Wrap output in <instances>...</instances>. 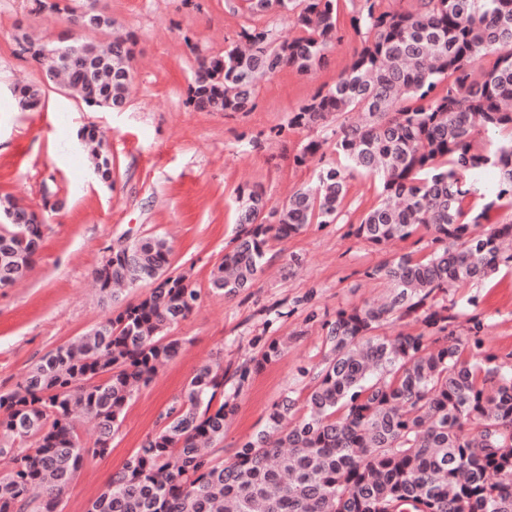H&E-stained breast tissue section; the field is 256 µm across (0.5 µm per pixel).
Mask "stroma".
<instances>
[{"label":"stroma","mask_w":512,"mask_h":512,"mask_svg":"<svg viewBox=\"0 0 512 512\" xmlns=\"http://www.w3.org/2000/svg\"><path fill=\"white\" fill-rule=\"evenodd\" d=\"M117 32L134 33L135 85L124 111L73 98L47 84L29 55L20 53L19 28L55 41L67 26L39 9L36 0H0V194L44 216L50 226L29 275L0 288V392L13 389L48 351L83 335L110 312L98 293L93 269L108 246L161 235L173 245L174 272L188 273L201 298L174 328L179 354L159 369L124 410L112 451L86 457L62 495V512H87L113 471L158 426L194 369L206 361L224 367V399L233 404L216 456L231 458L242 441L262 430L285 392L304 399L306 368L320 362L329 323L342 308L381 296L384 283L368 272L391 253L424 254L429 232L382 250L355 237L357 217L378 198L377 177L353 172L345 210L337 224H309L296 236L274 241L261 277L233 296L212 293L208 279L238 226L237 191L262 187L271 204L314 182L315 159L294 162L311 141L336 160V125L292 128V111L319 88L332 86L349 65L356 43L344 36L327 62L310 75L285 69L264 81L248 112H200L186 103L197 55H218L242 27L245 10L225 0H100ZM41 86L42 105L21 109L13 89ZM95 128L112 159V181L101 182L79 136ZM472 193L464 207L479 216L476 232L512 220V208L485 211L497 192L493 171L468 176ZM455 335H480L482 354L512 368V266L489 281L449 291ZM281 356L261 369L255 359L271 341ZM249 367L240 378L241 367Z\"/></svg>","instance_id":"35a3bbf8"}]
</instances>
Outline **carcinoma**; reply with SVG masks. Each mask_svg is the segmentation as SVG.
Segmentation results:
<instances>
[{
  "label": "carcinoma",
  "mask_w": 512,
  "mask_h": 512,
  "mask_svg": "<svg viewBox=\"0 0 512 512\" xmlns=\"http://www.w3.org/2000/svg\"><path fill=\"white\" fill-rule=\"evenodd\" d=\"M253 16L289 14L294 34L268 25L242 28L224 54L197 59L189 104L205 112H248L262 80L284 69L307 75L321 67L349 28L358 39L349 67L328 89L292 112L288 126L336 120V153L346 165L321 162L316 181L280 207L262 189L238 190L232 246L211 272L210 290L235 295L253 286L273 240L307 224L343 216L348 169L382 178L378 202L355 235L374 246L406 240L425 228L439 247L416 258L387 259L369 275L390 288L381 303L336 312L328 351L312 373L304 412L288 394L265 428L224 461L209 456L224 440L233 407L224 401V367H197L166 412L88 512H512V372L478 353L480 341L448 332V289L492 277L512 263L501 242L512 221L476 234L471 223L505 200L512 206V138L474 147L483 132L512 129V0H418L413 12L390 0H243ZM70 21L82 4L40 0ZM17 39L47 75L88 104L124 102L133 80L136 42L114 33L58 45ZM80 51L91 70L62 63ZM483 64L475 72V64ZM23 108L41 89L21 88ZM352 112L365 123L348 121ZM94 145V168L112 181V160ZM499 169L495 199L471 218L463 177ZM23 231L0 224V288L28 275L49 225L5 193ZM173 249L163 237L106 248L94 272L102 299L118 288L148 293L89 332L44 354L16 387L0 392V512H58L60 497L86 455L112 449L122 413L181 340L170 331L188 318L200 289L167 276ZM412 319L423 331L392 339L376 331ZM93 422V448L81 445L75 416Z\"/></svg>",
  "instance_id": "cac0c4a2"
}]
</instances>
